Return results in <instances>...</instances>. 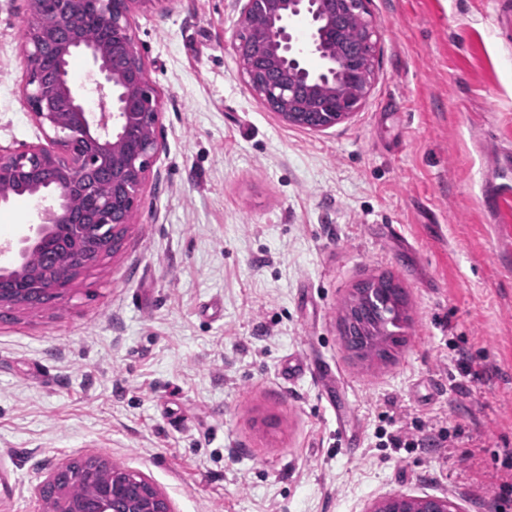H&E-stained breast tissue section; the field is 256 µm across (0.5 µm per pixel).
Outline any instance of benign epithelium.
<instances>
[{
    "mask_svg": "<svg viewBox=\"0 0 512 512\" xmlns=\"http://www.w3.org/2000/svg\"><path fill=\"white\" fill-rule=\"evenodd\" d=\"M173 0H29L27 68L21 98L43 140L0 145V184L35 203L39 222L15 242L0 266V310L35 307L61 297L86 266L115 252L137 208L153 157L161 98L136 51L134 17ZM366 0H246L242 19L264 15L266 26L233 44L249 89L284 122L321 131L355 114L368 97L375 54L348 53L336 21L366 12ZM79 53L92 62L94 113L71 77ZM343 81L353 98L338 95ZM107 178L108 193L100 182ZM78 200L81 206L73 207ZM84 478L90 498L67 495L64 476ZM40 495L55 493L56 512H173L145 475L98 456L48 469ZM365 512H461L437 495L392 493Z\"/></svg>",
    "mask_w": 512,
    "mask_h": 512,
    "instance_id": "obj_1",
    "label": "benign epithelium"
}]
</instances>
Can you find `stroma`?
<instances>
[{
	"instance_id": "obj_1",
	"label": "stroma",
	"mask_w": 512,
	"mask_h": 512,
	"mask_svg": "<svg viewBox=\"0 0 512 512\" xmlns=\"http://www.w3.org/2000/svg\"><path fill=\"white\" fill-rule=\"evenodd\" d=\"M244 5L135 16L161 149L122 248L61 299L0 313V512H41L46 466L98 455L174 512H364L394 492L512 512V0H367L371 91L321 132L242 80ZM27 13L0 0L2 146L40 137L19 92ZM37 221L11 199L0 243ZM383 274L411 323L369 365L339 319ZM314 358L331 385L281 377ZM400 429L444 443H380Z\"/></svg>"
}]
</instances>
